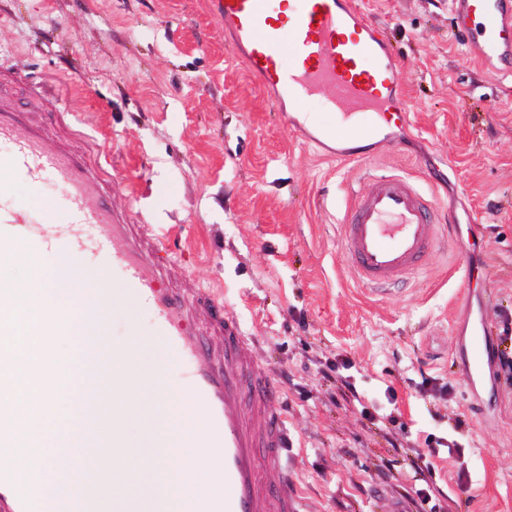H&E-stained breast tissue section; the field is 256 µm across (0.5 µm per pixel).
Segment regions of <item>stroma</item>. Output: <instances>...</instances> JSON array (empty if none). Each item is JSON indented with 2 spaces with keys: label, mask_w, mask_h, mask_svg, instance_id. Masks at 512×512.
<instances>
[{
  "label": "stroma",
  "mask_w": 512,
  "mask_h": 512,
  "mask_svg": "<svg viewBox=\"0 0 512 512\" xmlns=\"http://www.w3.org/2000/svg\"><path fill=\"white\" fill-rule=\"evenodd\" d=\"M357 5L400 57L412 104L399 150L364 166L323 158L273 112L207 0H0V67L19 75L1 91L104 170L114 210L186 259L174 287L213 292L240 322L257 370L284 385L303 512H386L425 480L440 512H512V382L470 387L453 334L512 324V75L476 62L451 0ZM373 173L416 176L453 223L447 251L383 294L361 285L339 235L349 191ZM110 334L157 338L139 307L115 308ZM339 356L358 400L325 375ZM410 448L430 463L424 480Z\"/></svg>",
  "instance_id": "obj_1"
}]
</instances>
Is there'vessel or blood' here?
Wrapping results in <instances>:
<instances>
[{
	"label": "vessel or blood",
	"mask_w": 512,
	"mask_h": 512,
	"mask_svg": "<svg viewBox=\"0 0 512 512\" xmlns=\"http://www.w3.org/2000/svg\"><path fill=\"white\" fill-rule=\"evenodd\" d=\"M224 24L228 51L240 60L253 82L266 91L272 107L284 114L304 144L342 162L372 158L364 141L396 149L389 127L407 126L411 108L402 92L403 66L387 38L368 22L356 0H208ZM457 30L486 67L512 74V0H453ZM313 97L325 104L322 116L300 119ZM362 116L358 133L344 120ZM0 168L24 176L29 189L50 178L64 190L65 212L37 222L19 206L10 185L0 183V247L22 244L35 257L66 251L85 260L72 291L83 323L97 329L110 281L125 285L141 308L154 318L158 336L178 369L175 382L198 412L181 437L160 429L149 439L153 448L178 452L214 449V479L195 488L192 501L165 492L146 501L112 500V512H302L301 499L288 473L295 444L278 407L283 388L259 373L251 347L235 319L224 316L217 296L191 298L170 283L166 247L154 233L115 212L100 190L85 157L52 141L40 124L0 93ZM438 204L413 177L383 176L368 192H352L342 233L346 249L371 291L389 287L421 270L436 251L441 229L434 220ZM89 224L96 235L72 238L68 227ZM214 312L218 336H198L192 326L197 305ZM9 294L0 292V356L12 334ZM493 358L491 331L485 321L466 340L463 372L477 380ZM81 445L122 448L93 410L83 417ZM86 492L60 490L46 496L34 483L19 481L13 469L0 468V512H95L89 488L99 484L95 469L77 457Z\"/></svg>",
	"instance_id": "b4317fda"
}]
</instances>
